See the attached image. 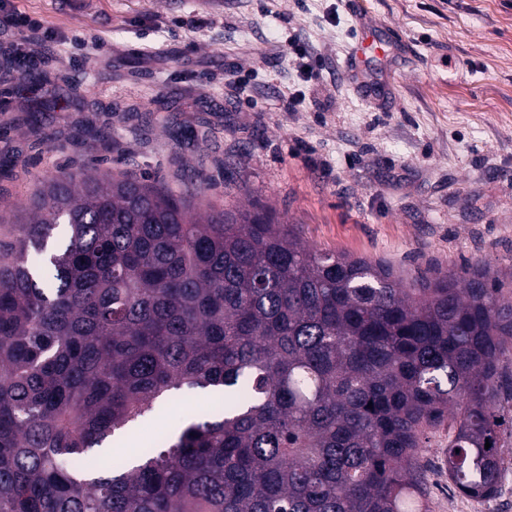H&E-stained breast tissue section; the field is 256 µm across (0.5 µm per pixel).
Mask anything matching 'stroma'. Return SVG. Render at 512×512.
<instances>
[{
    "label": "stroma",
    "mask_w": 512,
    "mask_h": 512,
    "mask_svg": "<svg viewBox=\"0 0 512 512\" xmlns=\"http://www.w3.org/2000/svg\"><path fill=\"white\" fill-rule=\"evenodd\" d=\"M4 2L57 36L0 26V159L13 161L0 167L1 242L26 221L42 176L97 160L175 189L201 173L213 203L268 205L310 246L383 261L408 279L479 260L512 271V0ZM367 34L399 46L354 58ZM292 36L316 64L312 81L280 49ZM21 58L48 78L37 130L16 87ZM297 89L305 102L287 111ZM162 90L184 136L153 109ZM103 125L107 148L90 137ZM215 402L175 392L162 416L137 423L131 448ZM445 444L437 432L423 452L428 512H448L460 495Z\"/></svg>",
    "instance_id": "stroma-1"
}]
</instances>
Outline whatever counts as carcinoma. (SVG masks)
Returning <instances> with one entry per match:
<instances>
[{
	"instance_id": "cac0c4a2",
	"label": "carcinoma",
	"mask_w": 512,
	"mask_h": 512,
	"mask_svg": "<svg viewBox=\"0 0 512 512\" xmlns=\"http://www.w3.org/2000/svg\"><path fill=\"white\" fill-rule=\"evenodd\" d=\"M207 190L61 171L0 244V512H427L440 429L448 480L494 497L512 296L490 266L407 280L257 203L201 214ZM182 387L223 408L76 465Z\"/></svg>"
}]
</instances>
